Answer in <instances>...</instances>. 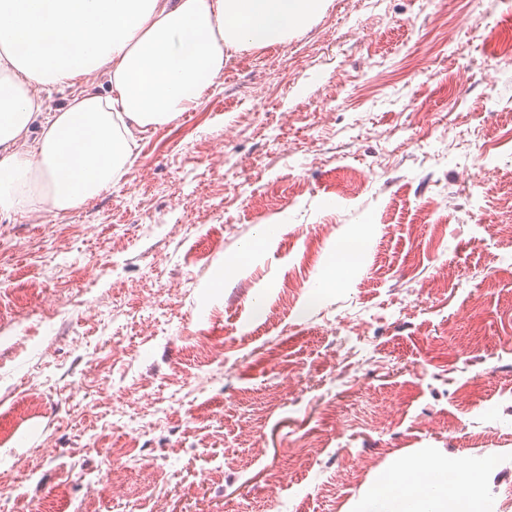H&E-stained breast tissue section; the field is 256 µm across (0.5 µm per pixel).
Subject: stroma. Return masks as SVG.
Returning a JSON list of instances; mask_svg holds the SVG:
<instances>
[{
    "label": "stroma",
    "instance_id": "obj_1",
    "mask_svg": "<svg viewBox=\"0 0 512 512\" xmlns=\"http://www.w3.org/2000/svg\"><path fill=\"white\" fill-rule=\"evenodd\" d=\"M510 41L512 0H333L119 185L0 222L12 512H354L424 453L512 512Z\"/></svg>",
    "mask_w": 512,
    "mask_h": 512
}]
</instances>
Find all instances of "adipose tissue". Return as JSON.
I'll return each mask as SVG.
<instances>
[{
	"label": "adipose tissue",
	"instance_id": "ef3b65f1",
	"mask_svg": "<svg viewBox=\"0 0 512 512\" xmlns=\"http://www.w3.org/2000/svg\"><path fill=\"white\" fill-rule=\"evenodd\" d=\"M330 0H0V221L120 182L143 134L199 105L231 55L283 45ZM109 85L97 89L98 81ZM69 88L48 110L46 87ZM478 471L423 454L357 512H482Z\"/></svg>",
	"mask_w": 512,
	"mask_h": 512
}]
</instances>
